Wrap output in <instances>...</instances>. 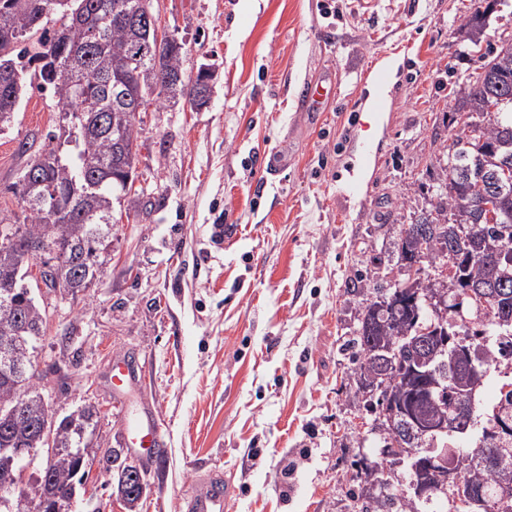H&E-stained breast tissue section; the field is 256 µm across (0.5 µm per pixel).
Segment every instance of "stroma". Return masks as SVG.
<instances>
[{
    "label": "stroma",
    "instance_id": "obj_1",
    "mask_svg": "<svg viewBox=\"0 0 512 512\" xmlns=\"http://www.w3.org/2000/svg\"><path fill=\"white\" fill-rule=\"evenodd\" d=\"M477 0H155L206 64L212 96L140 115L139 207L122 205L100 282L76 297L44 289L37 364L54 408L100 419L69 512H128L98 463L121 448L110 380L126 358L142 377L126 402L167 441L137 512H183L208 470L234 488L228 512H362L356 466L386 435L351 375L374 287L400 278L390 256L427 207L459 132L453 90L479 65L463 30ZM335 97L306 112L297 86ZM50 95L23 98L0 133V216L26 162L18 146L58 144ZM234 230L216 245L211 227Z\"/></svg>",
    "mask_w": 512,
    "mask_h": 512
}]
</instances>
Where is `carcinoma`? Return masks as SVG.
Returning <instances> with one entry per match:
<instances>
[{
    "label": "carcinoma",
    "instance_id": "carcinoma-1",
    "mask_svg": "<svg viewBox=\"0 0 512 512\" xmlns=\"http://www.w3.org/2000/svg\"><path fill=\"white\" fill-rule=\"evenodd\" d=\"M140 0H0V132L4 130L27 89L51 93L58 111L68 121L67 150L44 149L30 153L19 179L7 187L22 205L21 215L8 222L0 218V331L21 329L24 344L18 353L33 363L35 343L44 333L46 310L23 287L26 275L51 247L43 264L59 263L68 282L67 295L76 297L96 281L107 259L93 260L106 248L112 234L107 223L114 217V202L130 196L139 163L135 103L146 89L160 88L157 97L187 100L200 107L193 88L178 80L185 51L157 40L155 29L136 18ZM467 23L473 51L483 63L474 80L456 89L457 112L487 114L466 139L457 135L447 164L438 173L441 192L430 200L413 223L400 233L397 264L403 278L376 294L383 302L366 306L355 339L358 358L352 375L368 389L382 383L392 350L401 380L392 392L379 391L376 405L384 413L396 408L397 426L386 428L384 445L394 436L418 452L409 481L423 494L396 495L380 480L379 463L365 465L367 477L377 482L365 512H439L446 491L429 461L426 448L448 447V437L465 436L468 412L476 408L488 369L499 358H512V44L482 45L487 14L501 0H480ZM89 69L96 82L81 88L80 72ZM498 207L500 223L489 224L475 202L477 186ZM421 267L414 268L415 263ZM488 295L491 310L480 311L479 327L456 322V308L473 303L468 294ZM424 332L423 360L409 338ZM465 342L468 357L449 359L452 344L444 333ZM28 404L15 403L22 394L19 380L0 371V500L19 498L22 492L4 484L14 468L16 448H41L36 424L45 412L46 394L37 380L25 379ZM455 415L458 431H432L417 435L416 423L440 422ZM512 419V389L499 393L488 426ZM56 434L53 454L41 458L39 475L29 486L51 503L70 505L73 485L82 482L91 459L87 438L98 423V409L85 404L65 416ZM492 461L484 450L466 449L471 455L462 478L478 492L493 494L512 488V432L497 440ZM99 464L109 473L112 493L135 512L147 489L130 481L127 465L112 472L104 455Z\"/></svg>",
    "mask_w": 512,
    "mask_h": 512
}]
</instances>
